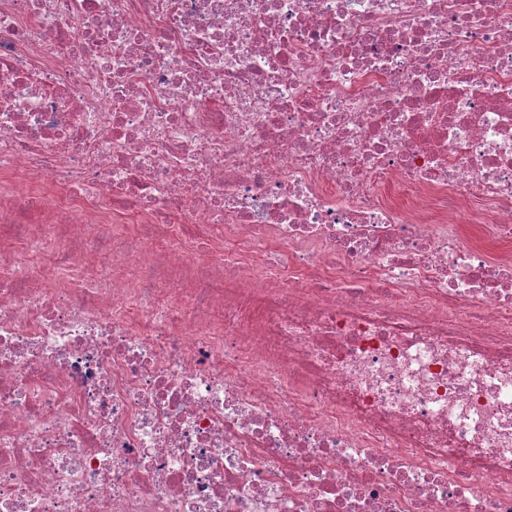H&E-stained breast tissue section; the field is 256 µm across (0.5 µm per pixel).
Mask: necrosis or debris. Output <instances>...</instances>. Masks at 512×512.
I'll use <instances>...</instances> for the list:
<instances>
[{
  "instance_id": "necrosis-or-debris-1",
  "label": "necrosis or debris",
  "mask_w": 512,
  "mask_h": 512,
  "mask_svg": "<svg viewBox=\"0 0 512 512\" xmlns=\"http://www.w3.org/2000/svg\"><path fill=\"white\" fill-rule=\"evenodd\" d=\"M0 512H512V0H0Z\"/></svg>"
}]
</instances>
